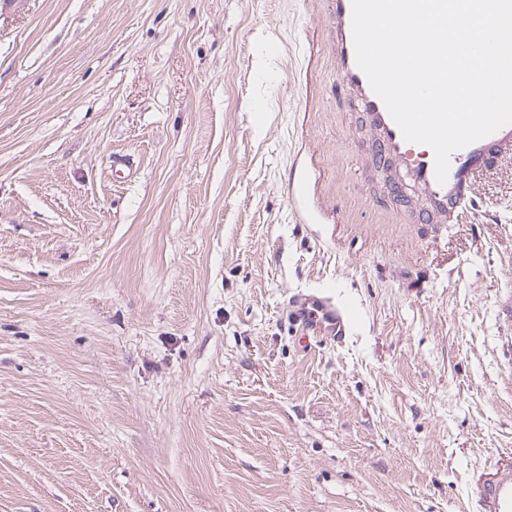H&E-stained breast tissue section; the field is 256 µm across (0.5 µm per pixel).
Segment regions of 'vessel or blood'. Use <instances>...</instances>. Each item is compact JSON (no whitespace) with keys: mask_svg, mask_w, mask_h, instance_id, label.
<instances>
[{"mask_svg":"<svg viewBox=\"0 0 512 512\" xmlns=\"http://www.w3.org/2000/svg\"><path fill=\"white\" fill-rule=\"evenodd\" d=\"M351 0H329L330 36L336 47V74L355 109L368 126L376 158L397 167L404 180L418 190L425 223H452L459 210L471 204L477 175L495 159L512 155V124L450 156L445 183L435 177V155L424 144L405 141L384 103L372 91L358 67L351 28ZM295 320L319 341L345 336L350 325L347 308L328 294H301L292 304ZM478 496L490 512H512V471H502L477 486Z\"/></svg>","mask_w":512,"mask_h":512,"instance_id":"obj_1","label":"vessel or blood"}]
</instances>
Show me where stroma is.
Masks as SVG:
<instances>
[{
  "label": "stroma",
  "mask_w": 512,
  "mask_h": 512,
  "mask_svg": "<svg viewBox=\"0 0 512 512\" xmlns=\"http://www.w3.org/2000/svg\"><path fill=\"white\" fill-rule=\"evenodd\" d=\"M370 146L327 0H0V512H486L512 157L421 224ZM295 320L319 342L335 341L346 335L350 313L329 294H300L292 304Z\"/></svg>",
  "instance_id": "obj_1"
}]
</instances>
